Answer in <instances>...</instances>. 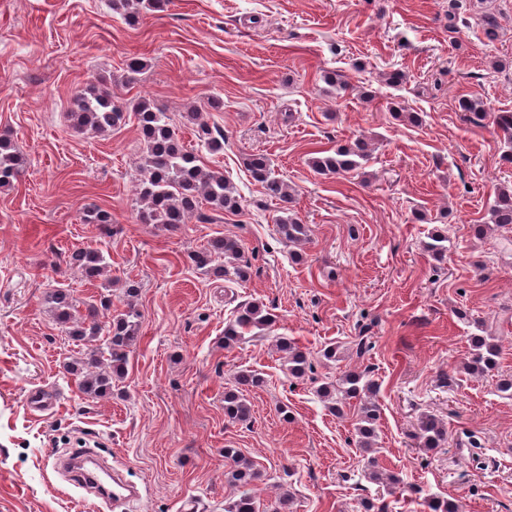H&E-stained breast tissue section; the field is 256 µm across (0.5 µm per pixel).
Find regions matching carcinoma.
Instances as JSON below:
<instances>
[{
	"mask_svg": "<svg viewBox=\"0 0 512 512\" xmlns=\"http://www.w3.org/2000/svg\"><path fill=\"white\" fill-rule=\"evenodd\" d=\"M112 11L126 19H133L143 12L163 8L164 0H110ZM468 11L463 0H450L448 6V28L457 23L468 22ZM462 106L470 121L480 124L487 117L502 135L506 157L512 160V112H487L478 99L465 98ZM132 111L146 146L140 164L137 217L142 224H163L175 227L201 210L203 203L221 210L233 211L238 198L224 174L204 168L198 164V157L181 143L177 127L171 123L166 110L147 99H141L132 106L115 104L112 91L104 84L88 86L73 98L71 112L67 113L72 129L77 133L91 132L108 135L126 119V112ZM182 125L196 128L201 146L211 153L224 149V137L215 133L201 119V113L193 108L182 115ZM369 160L366 142H354L336 147L332 152L321 150L309 159L311 167L322 175H341L355 171ZM248 171L254 181L260 183L267 194L283 203L280 215L276 217V231L289 242L296 243L309 237L310 228L288 208L290 194L288 185L275 175L268 158L263 154H253L247 162ZM27 170L26 159L15 148L11 135L0 134V189L8 190ZM86 224H99L103 227L112 223L111 216L97 208H88L83 216ZM512 226V187L504 186L495 193L488 208V221L476 224L473 230L482 236L494 229H507ZM426 250L442 255L448 251V235L435 231L426 243ZM74 264L88 281L102 276L110 263L107 254L99 248L79 250L73 253ZM195 267L206 272L216 273L226 278L243 281L249 277L250 266L242 262L239 243L231 238L212 240L207 247L191 256ZM54 321L66 328L68 335L87 343L98 341L101 326L97 321V307L89 302L85 311L68 291L53 289L47 294ZM141 315L132 303H126L124 310L112 316V322L105 340V349L93 346L86 357L68 365L70 373L79 377V385L84 394L100 397L110 391L112 380L124 377L127 371L130 349L138 338ZM275 315L261 302H248L238 307L233 319L224 327V347L228 348L242 340L245 334L272 329ZM276 349L287 358L288 372L295 378L303 377L311 371L312 365L307 353L299 345L286 337L275 339ZM500 345L497 338L486 328L482 335L473 337L470 360L464 370L471 374H485L497 365ZM316 394L327 405L330 413L340 417L350 401H356L355 434L361 448L373 447L378 438L380 404L376 399V384L365 371H346L336 379L320 385ZM224 415L232 422H246L250 419L251 408L240 391H229L224 395ZM447 429L444 423L433 414L421 415L416 424L415 438L419 447L432 450L445 441ZM226 470L225 482L235 489L232 497L225 500L224 512H258L254 484L260 472L249 458L233 448L224 449ZM370 482L387 489L393 495L400 488L401 480L393 473H386L370 462L365 472Z\"/></svg>",
	"mask_w": 512,
	"mask_h": 512,
	"instance_id": "1",
	"label": "carcinoma"
}]
</instances>
